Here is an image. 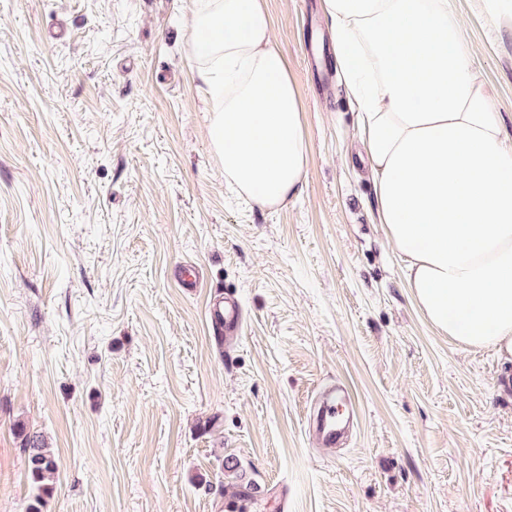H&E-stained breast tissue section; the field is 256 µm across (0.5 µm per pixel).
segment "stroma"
<instances>
[{
    "mask_svg": "<svg viewBox=\"0 0 512 512\" xmlns=\"http://www.w3.org/2000/svg\"><path fill=\"white\" fill-rule=\"evenodd\" d=\"M453 5L512 146V34ZM266 9L309 152L274 209L210 147L191 0H0V512L36 494L25 431L61 461L44 512H512L503 366L407 286L321 0ZM342 382L359 426L329 448L312 415ZM241 309L239 303L230 297L224 301L213 303L209 308L211 327L215 335L224 332V337L236 332L241 323Z\"/></svg>",
    "mask_w": 512,
    "mask_h": 512,
    "instance_id": "35a3bbf8",
    "label": "stroma"
}]
</instances>
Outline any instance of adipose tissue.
<instances>
[{"label": "adipose tissue", "instance_id": "adipose-tissue-1", "mask_svg": "<svg viewBox=\"0 0 512 512\" xmlns=\"http://www.w3.org/2000/svg\"><path fill=\"white\" fill-rule=\"evenodd\" d=\"M224 179L253 205L296 197L302 106L264 0H192ZM358 118L377 222L428 322L512 365V148L450 0H322Z\"/></svg>", "mask_w": 512, "mask_h": 512}]
</instances>
